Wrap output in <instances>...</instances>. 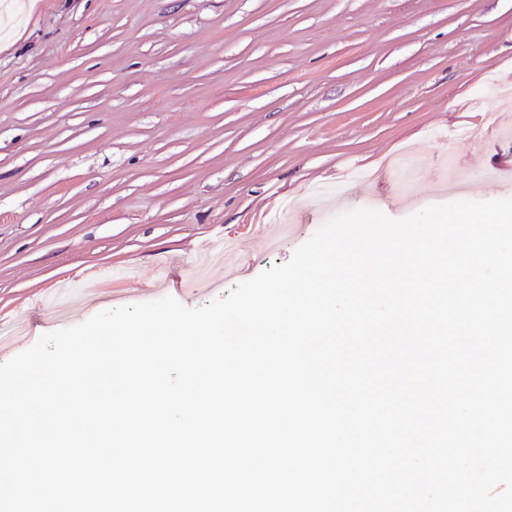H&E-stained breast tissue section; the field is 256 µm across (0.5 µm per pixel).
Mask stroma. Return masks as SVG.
I'll return each instance as SVG.
<instances>
[{
	"label": "stroma",
	"mask_w": 512,
	"mask_h": 512,
	"mask_svg": "<svg viewBox=\"0 0 512 512\" xmlns=\"http://www.w3.org/2000/svg\"><path fill=\"white\" fill-rule=\"evenodd\" d=\"M511 78L512 0H0V319L156 300L235 239L197 308L341 212L512 198Z\"/></svg>",
	"instance_id": "stroma-1"
}]
</instances>
